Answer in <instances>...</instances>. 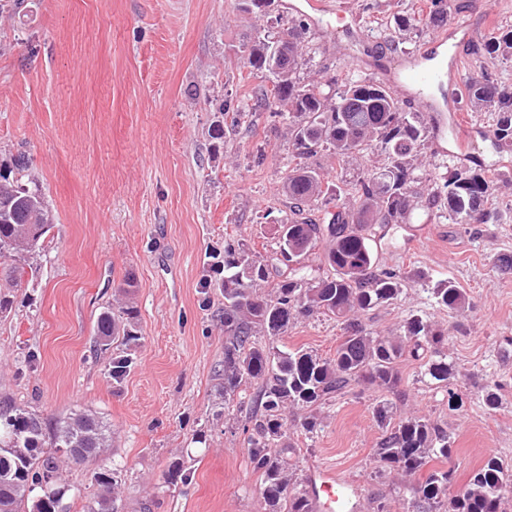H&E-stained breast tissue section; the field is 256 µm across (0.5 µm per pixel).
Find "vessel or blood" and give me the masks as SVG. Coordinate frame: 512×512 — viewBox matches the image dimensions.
Segmentation results:
<instances>
[{
	"mask_svg": "<svg viewBox=\"0 0 512 512\" xmlns=\"http://www.w3.org/2000/svg\"><path fill=\"white\" fill-rule=\"evenodd\" d=\"M447 43L445 34H437L422 49L405 56L398 64L385 67L384 74L395 95L410 97L426 112L437 137L452 133L460 150V160H468V145L475 137V129L464 118L462 104L447 107L438 94L460 86L456 64L441 58L440 52ZM319 489L323 499L317 500L318 512H346L349 505V481L333 469H321L318 474Z\"/></svg>",
	"mask_w": 512,
	"mask_h": 512,
	"instance_id": "obj_1",
	"label": "vessel or blood"
}]
</instances>
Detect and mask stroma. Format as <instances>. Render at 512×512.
Wrapping results in <instances>:
<instances>
[{"mask_svg": "<svg viewBox=\"0 0 512 512\" xmlns=\"http://www.w3.org/2000/svg\"><path fill=\"white\" fill-rule=\"evenodd\" d=\"M289 2L262 13L238 0H24L14 12L12 0H0V162L25 154L55 213L36 273L24 274L10 311L0 313V407L24 408L48 428L86 409L112 431L99 462L64 463L61 512H86L99 465L121 471L115 512H267L242 433L246 411L239 397H220L224 296L202 285L225 240L265 257L277 251L282 183L296 164L280 114L261 109L236 125L221 111L225 100L250 101L270 84L250 74L239 47L302 19L310 58L302 80L327 71L376 80L379 60L400 59L439 31L420 23L397 35L388 27L394 16L426 13L427 0H337L342 13L307 17ZM450 3L446 22L474 31L448 44L463 78L484 72L512 84V60L484 50L494 27H512V0ZM354 20L374 54L344 33ZM466 117L480 132L474 163L497 179L486 206L502 213L501 223L455 224L420 206L408 224L375 227L378 267L402 274L403 293L357 317L381 336L399 335L413 313L447 330L448 386L431 384L422 361L407 358L394 390L354 383L317 407L316 432L288 424L294 487L310 490L314 469L336 468L352 484L349 512H406L417 484L373 468L377 400L454 437L452 489L486 455L512 451V267L500 264L512 259V145L486 138L493 114ZM218 123L228 128L221 140L211 137ZM413 225L425 226L423 239H413ZM440 279L464 290L463 312L435 305L428 289ZM129 302L142 338L117 383L109 354L94 351L95 329L103 311ZM343 334L341 322L315 314L290 326L278 346L327 358ZM494 382L497 410L482 398ZM174 461L191 478L170 487Z\"/></svg>", "mask_w": 512, "mask_h": 512, "instance_id": "35a3bbf8", "label": "stroma"}]
</instances>
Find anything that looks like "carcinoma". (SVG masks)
Returning a JSON list of instances; mask_svg holds the SVG:
<instances>
[{
  "mask_svg": "<svg viewBox=\"0 0 512 512\" xmlns=\"http://www.w3.org/2000/svg\"><path fill=\"white\" fill-rule=\"evenodd\" d=\"M301 22L276 34L265 32L243 45L251 72L263 74L268 59L278 55L279 72L272 88H263L255 106L282 109L288 120L295 156L308 159L325 150L342 163L368 150L385 157L378 169H367L351 181V190L334 185L319 169L298 164L288 170L283 190L288 215L274 225L279 267L274 293L259 291L270 277L269 263L261 261L243 241L224 242L212 253V268L222 274L224 294V388L231 397L258 384L243 431L248 433V454L261 476L269 512H312L308 496L291 487L288 471L296 449L283 443L288 410H300V427L312 433L318 426L315 409L342 393L352 382L394 389L402 359L423 356L425 374L448 385L452 368L445 345L448 333L420 314L410 315L400 336H375L351 314L390 305L402 294L401 277L378 272L366 236L372 224H401L414 210L417 156L428 148L429 130L421 112H411L385 87L340 74L303 83L298 71L305 61ZM486 52L509 56L512 30L497 32L484 44ZM470 104L494 113V135L501 145L512 144V85L483 75L468 81ZM429 200L455 224L497 222L500 215L484 208L496 184L481 169L453 167L442 175L426 174ZM323 216H315L316 205ZM54 214L44 188L29 172L25 157L0 164V265L7 268L0 288H16V274L34 268L33 259L53 228ZM320 241L329 243L325 261L333 274L316 277L308 265ZM434 303L452 313L465 309V293L452 282L440 280L428 289ZM322 312L347 322L331 358L303 349L281 350L273 341L286 335L300 318ZM138 311L127 305L101 313L95 347L112 349V379L120 381L133 366L132 349L139 345ZM269 337L261 346L255 336ZM373 414L384 431L374 462L380 469L418 478L411 512H506L512 493V465L496 454L472 469L464 489L449 492L452 471L431 468L434 459L453 452L451 436L424 417L400 418L392 402L381 400ZM0 512H23L35 490L41 495L28 512H59L69 491L54 457L45 445L61 448L77 464L97 459L110 446V428L85 410L58 418L46 438L44 423L34 413L13 407L0 409ZM184 463L168 467L167 483L189 479ZM97 494L87 512H114L112 490L116 472L100 467L93 473Z\"/></svg>",
  "mask_w": 512,
  "mask_h": 512,
  "instance_id": "carcinoma-1",
  "label": "carcinoma"
}]
</instances>
